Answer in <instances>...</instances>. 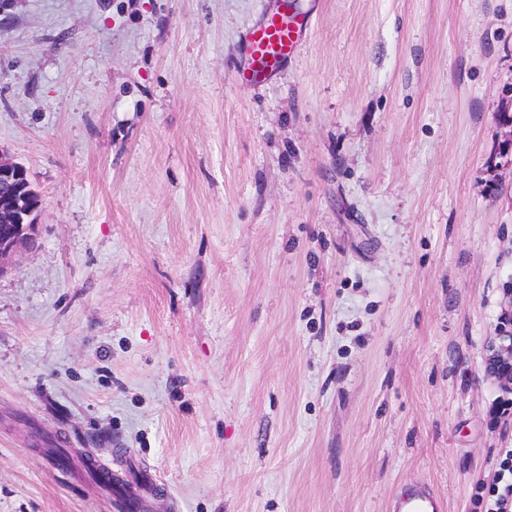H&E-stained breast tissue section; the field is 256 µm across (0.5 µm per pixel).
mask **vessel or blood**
<instances>
[{"label": "vessel or blood", "mask_w": 512, "mask_h": 512, "mask_svg": "<svg viewBox=\"0 0 512 512\" xmlns=\"http://www.w3.org/2000/svg\"><path fill=\"white\" fill-rule=\"evenodd\" d=\"M310 18L268 9L243 39V52L234 79L243 87L256 88L276 75L298 51ZM396 496L405 512H445L444 499L427 486L404 484Z\"/></svg>", "instance_id": "obj_1"}]
</instances>
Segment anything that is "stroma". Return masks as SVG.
<instances>
[{
  "label": "stroma",
  "mask_w": 512,
  "mask_h": 512,
  "mask_svg": "<svg viewBox=\"0 0 512 512\" xmlns=\"http://www.w3.org/2000/svg\"><path fill=\"white\" fill-rule=\"evenodd\" d=\"M0 0V512H483L512 410V0ZM309 27L308 15H288L279 7L265 10L256 26L244 36L235 82L249 88L266 83L298 51ZM35 190L25 167L0 150V273L5 260L24 246L35 228L32 215L37 207L31 199ZM502 324L495 336L488 341L485 355V372L499 386L504 395L512 394V316ZM403 512H444V499L426 485L403 484L396 490Z\"/></svg>",
  "instance_id": "1"
}]
</instances>
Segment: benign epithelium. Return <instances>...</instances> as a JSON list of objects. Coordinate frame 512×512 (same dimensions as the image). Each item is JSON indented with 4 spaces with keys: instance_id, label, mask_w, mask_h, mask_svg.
I'll list each match as a JSON object with an SVG mask.
<instances>
[{
    "instance_id": "1",
    "label": "benign epithelium",
    "mask_w": 512,
    "mask_h": 512,
    "mask_svg": "<svg viewBox=\"0 0 512 512\" xmlns=\"http://www.w3.org/2000/svg\"><path fill=\"white\" fill-rule=\"evenodd\" d=\"M33 194L25 167L0 151V273L5 260L32 235V215L36 211L31 202ZM485 372L503 394H512V316L488 341Z\"/></svg>"
}]
</instances>
